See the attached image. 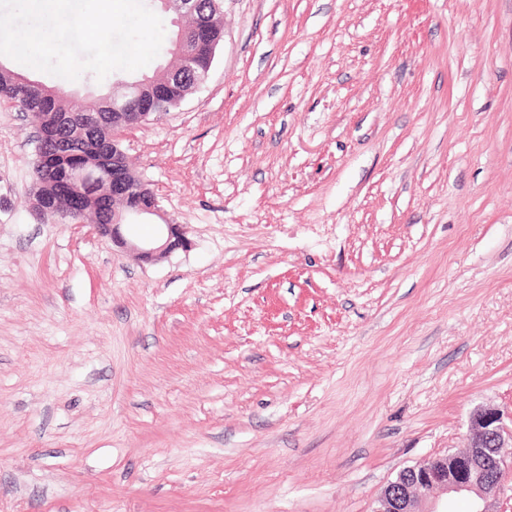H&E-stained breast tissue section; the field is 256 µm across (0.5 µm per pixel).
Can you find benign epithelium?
Masks as SVG:
<instances>
[{
	"label": "benign epithelium",
	"mask_w": 512,
	"mask_h": 512,
	"mask_svg": "<svg viewBox=\"0 0 512 512\" xmlns=\"http://www.w3.org/2000/svg\"><path fill=\"white\" fill-rule=\"evenodd\" d=\"M181 16L193 19L189 36L195 46L213 50L211 20L197 14V0H177ZM116 112L112 113V223L98 224L103 237L132 251L143 263L156 262L187 246L186 225L167 221L158 227L157 239L135 242L124 237L122 227L132 221L160 215L155 192L149 184L131 185V170L126 168L127 154L123 136L154 119L156 113L142 112L135 100H123L112 94ZM55 195L66 202L64 215L73 224L85 223L87 201L100 196L91 175L63 176L53 181ZM137 190L139 203L128 206L125 199ZM512 447V411L492 405H479L468 416L464 445L443 454L428 456L402 468L381 489L370 512H448L438 507L441 498L469 496L472 512H500L498 500L506 478L512 474V460L503 449Z\"/></svg>",
	"instance_id": "1"
}]
</instances>
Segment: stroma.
Returning a JSON list of instances; mask_svg holds the SVG:
<instances>
[{"instance_id":"stroma-1","label":"stroma","mask_w":512,"mask_h":512,"mask_svg":"<svg viewBox=\"0 0 512 512\" xmlns=\"http://www.w3.org/2000/svg\"><path fill=\"white\" fill-rule=\"evenodd\" d=\"M129 132L187 248L32 210L0 102V512H370L512 410V0H224ZM172 26V34L169 40V53L176 58L178 63V72H176L173 76H171L169 73L156 75L154 73L152 75H144L140 78L134 79L133 81H129L138 84L135 92L140 95L143 101H150L153 87L157 82L167 79L174 80V78H176L178 75H181L183 72L184 82L182 84H172V86L175 87V90L172 91L164 112H167L172 107L177 106L182 101V92L191 87L194 80H204L211 69L208 53L199 51L193 59V64L188 67V75V71H185L186 68L183 66L182 58L185 52L190 49L191 44L184 39L182 34L183 31H181L179 26L174 23V17L172 18Z\"/></svg>"}]
</instances>
